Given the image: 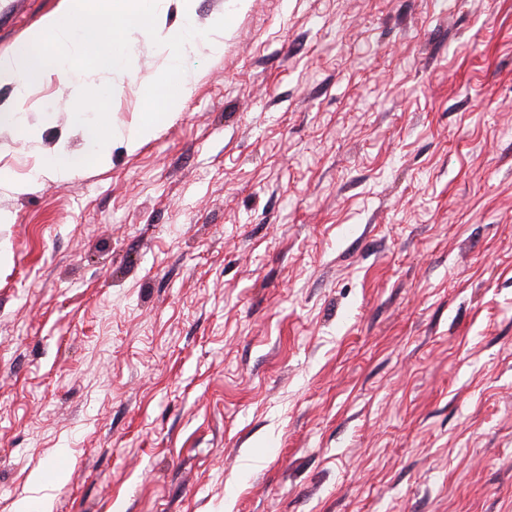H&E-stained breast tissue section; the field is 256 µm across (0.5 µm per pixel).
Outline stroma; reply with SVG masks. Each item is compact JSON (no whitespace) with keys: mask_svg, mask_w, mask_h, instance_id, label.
Returning a JSON list of instances; mask_svg holds the SVG:
<instances>
[{"mask_svg":"<svg viewBox=\"0 0 512 512\" xmlns=\"http://www.w3.org/2000/svg\"><path fill=\"white\" fill-rule=\"evenodd\" d=\"M191 10L177 118L0 190V512H512V0ZM162 64L84 86L122 127Z\"/></svg>","mask_w":512,"mask_h":512,"instance_id":"stroma-1","label":"stroma"}]
</instances>
